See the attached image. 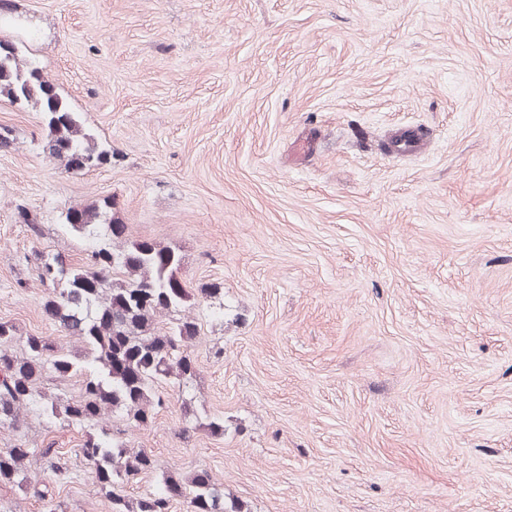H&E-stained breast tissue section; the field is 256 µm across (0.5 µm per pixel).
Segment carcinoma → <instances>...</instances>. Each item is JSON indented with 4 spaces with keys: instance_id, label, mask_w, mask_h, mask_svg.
<instances>
[{
    "instance_id": "cac0c4a2",
    "label": "carcinoma",
    "mask_w": 512,
    "mask_h": 512,
    "mask_svg": "<svg viewBox=\"0 0 512 512\" xmlns=\"http://www.w3.org/2000/svg\"><path fill=\"white\" fill-rule=\"evenodd\" d=\"M0 50V98L42 115L47 129L48 153L70 164L78 152L97 167L112 157L84 124L80 113L60 96L34 58L20 55L19 43ZM78 223L64 228L91 241L86 260L71 263L59 255L34 250L28 261L48 291L43 309L80 349L65 351L43 336L18 335L16 326L0 322V355L10 361L0 372V428L17 431L25 412L36 409L84 431L79 453L96 471L99 493L111 512H170L168 490L183 492L189 512H248L238 499L224 492V483L205 469L187 475L167 474L146 495L128 500L123 483L155 469L146 451L128 447L125 431L100 426L104 416L118 413L126 428L145 426L163 404L158 387L171 380L187 385L198 371L187 354L197 324L187 316L162 330L160 314L195 307V296L182 285V257L170 247L148 240H129L120 249L112 238L122 225L112 218V203L105 200L75 207ZM79 376L75 398L49 396L38 388L43 378L65 380ZM55 448H30L24 442L0 448V488L22 499L32 495L49 502L48 512H67L53 498L49 486L32 479L29 458L51 460Z\"/></svg>"
}]
</instances>
